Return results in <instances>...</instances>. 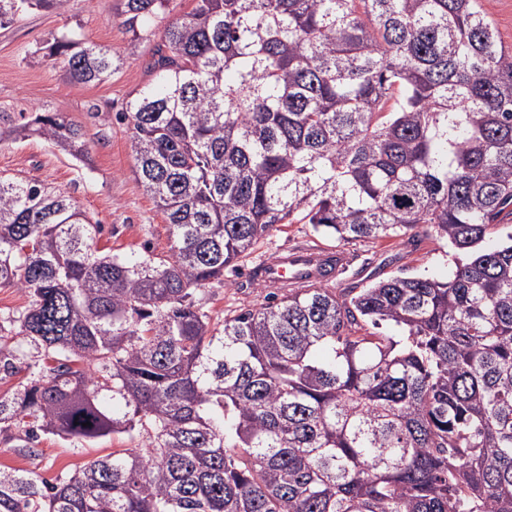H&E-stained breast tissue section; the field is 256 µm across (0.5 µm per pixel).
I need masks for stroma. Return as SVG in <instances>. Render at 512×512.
<instances>
[{
    "label": "stroma",
    "instance_id": "stroma-1",
    "mask_svg": "<svg viewBox=\"0 0 512 512\" xmlns=\"http://www.w3.org/2000/svg\"><path fill=\"white\" fill-rule=\"evenodd\" d=\"M72 37L110 49L123 63L96 85L68 82L61 61L48 57L53 39ZM128 36L120 25L116 0H67L63 11H34L0 27V130L21 124L37 112H59L81 125L90 152L81 163L39 138L0 141V174L35 179L72 196L99 224L97 246L119 255L150 247L170 253L169 227L135 175L129 130L122 114L132 95L153 80L149 70L153 41H144L140 55L125 54ZM342 247L350 263L335 284L362 288L405 268L417 274L444 277L450 258L446 242L421 236L412 243L398 239L353 240L337 244L308 224H280L255 252L224 278L207 285L199 296L212 315L223 317L268 304L270 289L252 279L258 264L292 249L332 250ZM19 429L0 435V466L33 469L53 479L85 462L138 444L137 436L115 435L80 446L52 435L42 436L35 455L15 446Z\"/></svg>",
    "mask_w": 512,
    "mask_h": 512
}]
</instances>
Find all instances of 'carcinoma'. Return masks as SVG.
I'll return each mask as SVG.
<instances>
[{
  "label": "carcinoma",
  "mask_w": 512,
  "mask_h": 512,
  "mask_svg": "<svg viewBox=\"0 0 512 512\" xmlns=\"http://www.w3.org/2000/svg\"><path fill=\"white\" fill-rule=\"evenodd\" d=\"M67 0H0V26ZM171 0H119L136 56ZM68 81L120 58L56 39ZM124 117L171 254L94 245L99 225L38 181L0 176V433L138 448L50 483L0 468V512H512V50L479 0H194ZM8 135L76 159L85 133L38 112ZM297 220L344 244L454 251L448 276L316 281L214 318L196 294ZM383 326L381 335L368 331ZM124 407L121 415L101 397ZM31 298L14 286H0V315H18V312L29 306Z\"/></svg>",
  "instance_id": "1"
}]
</instances>
